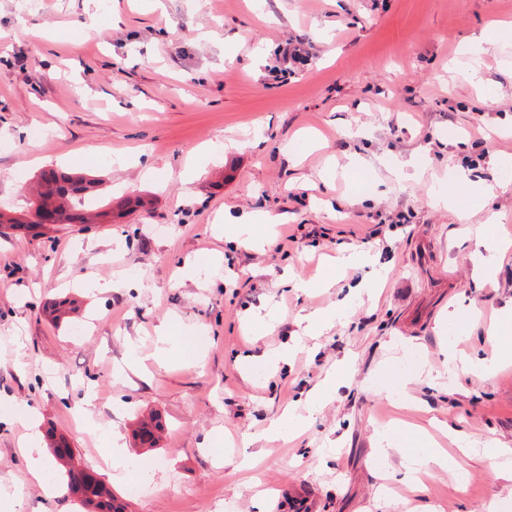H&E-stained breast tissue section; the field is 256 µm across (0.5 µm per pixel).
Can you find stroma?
<instances>
[{
	"label": "stroma",
	"instance_id": "1",
	"mask_svg": "<svg viewBox=\"0 0 512 512\" xmlns=\"http://www.w3.org/2000/svg\"><path fill=\"white\" fill-rule=\"evenodd\" d=\"M493 23L497 50L463 55ZM495 158L512 160V0H0V207L28 218L50 168L98 174L100 208L153 200L0 233V512H78L54 457L37 483L19 452L51 429L102 479L119 439L126 512L511 504L512 468L481 449L512 448V358L488 379L448 368L494 358L485 329L512 308V253L483 282L470 236L512 241ZM489 183L484 206L436 202ZM243 213L286 221L242 249L224 226ZM312 400L304 427L267 435ZM154 412L162 437L137 447ZM433 441L466 449L463 468L412 482L402 449Z\"/></svg>",
	"mask_w": 512,
	"mask_h": 512
}]
</instances>
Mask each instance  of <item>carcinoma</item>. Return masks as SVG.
Here are the masks:
<instances>
[{"label":"carcinoma","mask_w":512,"mask_h":512,"mask_svg":"<svg viewBox=\"0 0 512 512\" xmlns=\"http://www.w3.org/2000/svg\"><path fill=\"white\" fill-rule=\"evenodd\" d=\"M101 185L100 179L90 175L44 171L34 186L32 221L21 225L0 213V224H7L11 228L23 226L31 230L41 229L44 224L39 219L44 214L55 224H91L93 218L84 212L85 199L95 195ZM161 429V420L157 416L140 420L133 430L135 445L140 448L154 447ZM47 440L57 464L64 468L63 475L69 491L83 507L92 506L98 512H125V504L107 483L100 479H85L84 472L64 467V460L72 458L73 449L63 436L51 431Z\"/></svg>","instance_id":"cac0c4a2"}]
</instances>
